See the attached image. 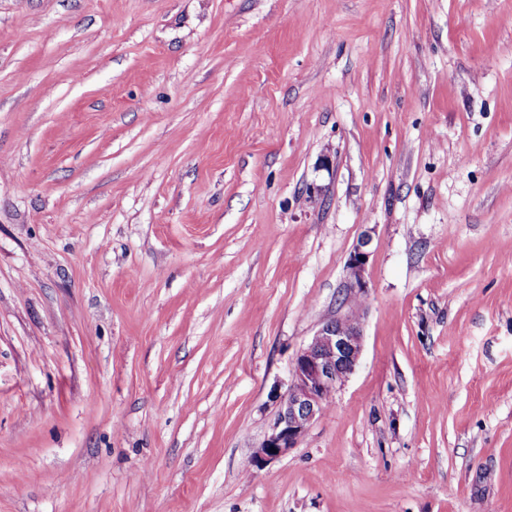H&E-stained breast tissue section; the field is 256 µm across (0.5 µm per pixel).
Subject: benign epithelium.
Segmentation results:
<instances>
[{"mask_svg": "<svg viewBox=\"0 0 512 512\" xmlns=\"http://www.w3.org/2000/svg\"><path fill=\"white\" fill-rule=\"evenodd\" d=\"M370 242V236L363 235L347 263V292L354 297L367 293L364 272ZM362 338L361 317L349 309L322 323L296 354L288 388L276 395L275 420L253 453L250 466L270 464L298 447L311 425L324 414L328 398L354 372Z\"/></svg>", "mask_w": 512, "mask_h": 512, "instance_id": "7a95c632", "label": "benign epithelium"}]
</instances>
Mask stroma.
Instances as JSON below:
<instances>
[{
	"label": "stroma",
	"mask_w": 512,
	"mask_h": 512,
	"mask_svg": "<svg viewBox=\"0 0 512 512\" xmlns=\"http://www.w3.org/2000/svg\"><path fill=\"white\" fill-rule=\"evenodd\" d=\"M0 512H512V0H0ZM370 242V236H362L347 263V292L354 297L363 298L367 293L368 286L364 278V272L369 259L370 253L367 251V247ZM362 312L360 307L359 316H355L347 307L344 314L323 322L296 354L288 388L275 397V420L253 453L251 467L270 464L297 448L311 425L324 414L328 398L358 364L362 352Z\"/></svg>",
	"instance_id": "stroma-1"
}]
</instances>
